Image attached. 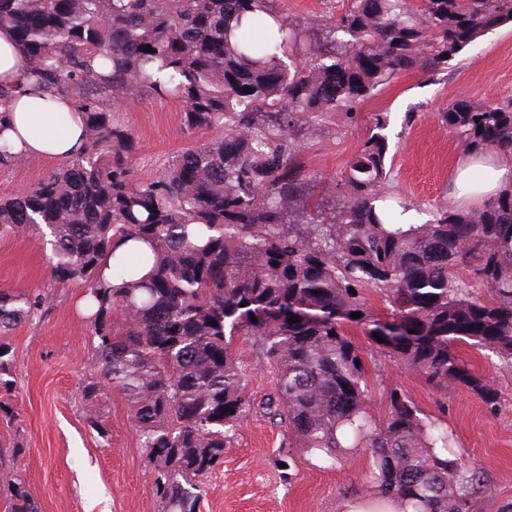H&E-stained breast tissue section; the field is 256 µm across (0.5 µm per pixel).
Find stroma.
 <instances>
[{
  "label": "stroma",
  "instance_id": "35a3bbf8",
  "mask_svg": "<svg viewBox=\"0 0 512 512\" xmlns=\"http://www.w3.org/2000/svg\"><path fill=\"white\" fill-rule=\"evenodd\" d=\"M512 99V22L477 39L448 61L447 69L429 74L403 73L359 105L361 122L335 117L334 129L306 149L304 162L330 186L345 169L366 136L365 115L389 116L392 154L389 196L427 209L450 202L448 180L463 147L439 115L455 100ZM119 120L131 129L140 149L133 170L137 181L157 178L174 155L194 143L181 123V103L150 96L115 103ZM415 113L406 124L407 113ZM54 158L0 166V197L33 187L59 167ZM50 247L38 235L0 238V290L49 288ZM42 317L24 321L7 337L6 371L12 381L0 400L11 405L17 430L0 426V512L5 489L21 478L41 512H160L152 492V465L131 419L129 403L116 389L86 402L81 389L90 373L91 329L82 309V290H53ZM371 383V407L383 414L391 390L411 398L425 413L440 419L453 438L456 454L481 475L472 512H500L512 502V370L499 366L488 351L458 346L457 352L498 391L496 405L486 404L465 388L449 386L440 395L412 368L394 362L360 327H352ZM238 358L246 367L255 410L245 419L224 462L207 479L199 512H342L347 499L374 493L372 457L362 450L333 469L321 468L305 449H286L283 427L269 419L263 405L274 382L259 358L252 337H240ZM103 420L106 436L86 418ZM22 445L10 449L13 436ZM290 467H281L283 454Z\"/></svg>",
  "mask_w": 512,
  "mask_h": 512
}]
</instances>
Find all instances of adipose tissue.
Returning a JSON list of instances; mask_svg holds the SVG:
<instances>
[{"mask_svg":"<svg viewBox=\"0 0 512 512\" xmlns=\"http://www.w3.org/2000/svg\"><path fill=\"white\" fill-rule=\"evenodd\" d=\"M31 66L32 61L13 30L0 26V86L15 90L10 99L0 104V110L8 114L0 138L14 151L28 156L67 159L79 155L85 142L82 112L71 100L46 98L30 89L27 75ZM477 168L491 170L492 178L485 182L474 180L472 172ZM511 184L512 159L489 150L457 160L448 194L469 206L488 201Z\"/></svg>","mask_w":512,"mask_h":512,"instance_id":"obj_1","label":"adipose tissue"}]
</instances>
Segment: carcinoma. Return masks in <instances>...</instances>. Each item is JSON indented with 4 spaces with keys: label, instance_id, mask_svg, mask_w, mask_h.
Returning a JSON list of instances; mask_svg holds the SVG:
<instances>
[{
    "label": "carcinoma",
    "instance_id": "1",
    "mask_svg": "<svg viewBox=\"0 0 512 512\" xmlns=\"http://www.w3.org/2000/svg\"><path fill=\"white\" fill-rule=\"evenodd\" d=\"M507 22L512 0H347L323 25L282 0H0V24L34 61L32 83L71 96L86 137L80 155L0 198V238L50 237V281L82 288L93 336L83 396L106 385L125 395L161 512H199L204 479L253 412L239 336L274 372L264 410L288 445L329 467L367 448L378 494L419 512H470L476 473L450 457L448 428L395 390L384 416L370 411L345 322L382 336L390 357L438 391L456 383L494 402L455 344L512 368V189L471 212L437 207L421 224L397 223L393 209L381 219L386 112L371 114L333 187L320 188L301 156L329 117L353 122L380 87L447 68L460 43ZM93 89L178 101L187 134L208 139L138 183L137 138ZM440 118L464 151L512 158V101L465 100ZM130 241L153 254L144 278L148 253H116ZM369 288L386 312L368 305ZM49 298L0 292V389L10 387L8 332L42 316ZM8 491V512H38L24 482Z\"/></svg>",
    "mask_w": 512,
    "mask_h": 512
}]
</instances>
